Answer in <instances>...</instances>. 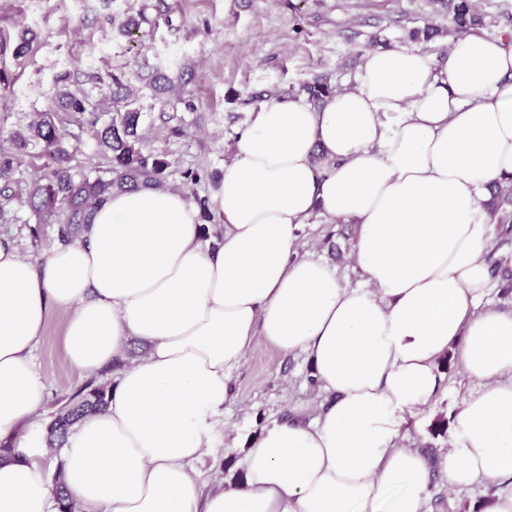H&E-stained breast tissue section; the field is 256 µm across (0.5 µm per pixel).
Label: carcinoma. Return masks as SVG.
Instances as JSON below:
<instances>
[{"instance_id":"obj_1","label":"carcinoma","mask_w":512,"mask_h":512,"mask_svg":"<svg viewBox=\"0 0 512 512\" xmlns=\"http://www.w3.org/2000/svg\"><path fill=\"white\" fill-rule=\"evenodd\" d=\"M453 19L461 32L483 27L476 0H449ZM56 99L63 112L82 114L96 106V101L77 87L78 81L65 71L56 76ZM308 100L320 104L335 90L326 78H320L304 87ZM109 97L117 110L111 120L97 126L98 119L90 121L89 132L105 154L108 166L78 172L71 166L72 153L66 147L70 133L50 113H40L23 129L8 132L6 140L17 149L30 146L38 149L35 157L42 160L41 175L23 192L12 191L14 156L0 152V192L10 200L19 198L35 218V223L57 225L61 244L67 245L90 223L92 211L109 196L139 188H165L167 170L171 162L163 154H146L140 146L141 112L135 107L137 91L122 81L112 78ZM490 205L498 214V235L508 239L512 235V181L500 184L492 192ZM112 398V386L91 380L64 400L48 428L47 443L56 448L64 444L72 427L83 418L104 411ZM54 484L61 504L60 512H74L72 501L63 482V462H58Z\"/></svg>"}]
</instances>
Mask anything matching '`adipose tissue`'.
Wrapping results in <instances>:
<instances>
[{"mask_svg": "<svg viewBox=\"0 0 512 512\" xmlns=\"http://www.w3.org/2000/svg\"><path fill=\"white\" fill-rule=\"evenodd\" d=\"M512 178V32L453 39L444 62L374 50L352 88L320 106L275 99L225 164L203 248L183 193L109 197L88 231L31 260L0 226V440L42 408L32 353L52 314L93 372L149 345L104 412L61 451L75 512H429L432 474L488 487L480 512H512V310L483 306L497 220L486 202ZM356 225L359 285L295 258L313 212ZM306 354L328 393L310 421L266 428L243 481L203 489L190 470L256 342ZM456 351L476 383L438 459L404 446ZM40 437L0 460V512H59Z\"/></svg>", "mask_w": 512, "mask_h": 512, "instance_id": "1", "label": "adipose tissue"}]
</instances>
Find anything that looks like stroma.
<instances>
[{"label": "stroma", "instance_id": "1", "mask_svg": "<svg viewBox=\"0 0 512 512\" xmlns=\"http://www.w3.org/2000/svg\"><path fill=\"white\" fill-rule=\"evenodd\" d=\"M145 20L133 35L119 34L127 10ZM32 35L29 53L13 55L21 33ZM448 0H0V130L26 127L37 113L55 110L54 77L70 71L79 80L115 74L139 91L143 149L167 154L170 185L189 200L212 198L220 187L240 134L267 96L292 97L320 76L336 87L353 86L368 52L410 45L444 61L454 39ZM159 72L174 90L144 82ZM64 119L80 141L72 142V164L88 170L107 160L84 126L86 116ZM199 173V181L186 172ZM0 206L12 216L11 243L26 257L57 249L56 227L44 224L32 237L33 217L19 200ZM356 227L312 214L298 232L297 253L326 261L340 281H360L351 253ZM45 385L39 413L14 431L26 445L45 434L61 399L86 377L65 350L61 314L47 322L34 352ZM433 400L407 419L405 445L435 455L452 442V420L474 384L450 362ZM232 400L209 436L210 450L196 470L212 485L235 475L243 452L262 431L288 420H310L324 401L305 355L288 354L260 342L231 378Z\"/></svg>", "mask_w": 512, "mask_h": 512}]
</instances>
